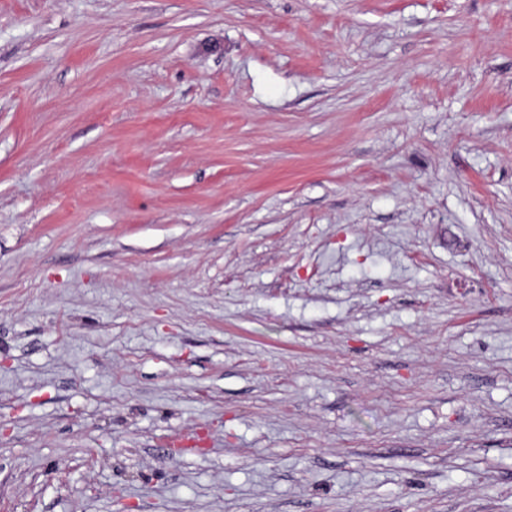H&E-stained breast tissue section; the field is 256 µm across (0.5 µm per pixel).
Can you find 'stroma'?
<instances>
[{
	"label": "stroma",
	"instance_id": "35a3bbf8",
	"mask_svg": "<svg viewBox=\"0 0 512 512\" xmlns=\"http://www.w3.org/2000/svg\"><path fill=\"white\" fill-rule=\"evenodd\" d=\"M0 512H512V0H0Z\"/></svg>",
	"mask_w": 512,
	"mask_h": 512
}]
</instances>
